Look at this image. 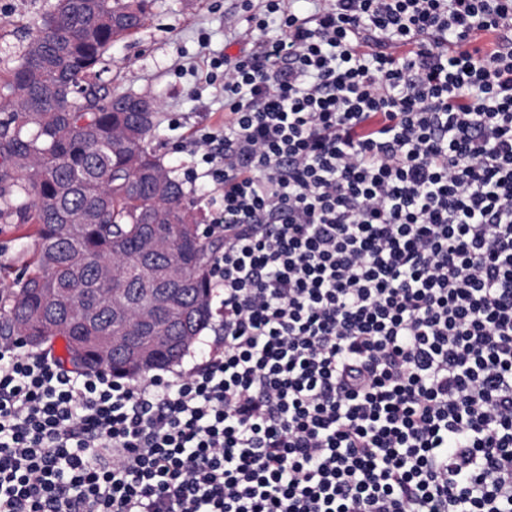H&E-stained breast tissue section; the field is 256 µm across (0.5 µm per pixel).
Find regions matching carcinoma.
I'll return each mask as SVG.
<instances>
[{"label": "carcinoma", "instance_id": "1", "mask_svg": "<svg viewBox=\"0 0 512 512\" xmlns=\"http://www.w3.org/2000/svg\"><path fill=\"white\" fill-rule=\"evenodd\" d=\"M148 0H57L35 24L16 65L0 76V224H29L35 250L26 273L0 291V339L57 326L73 336H110L139 325L131 294L140 265L174 268L185 306L170 311L173 345L156 363L179 361L211 317L210 258L221 239L198 232L184 182L150 148L156 112H133L130 96L97 81L114 44L144 24ZM57 302H45L47 289ZM74 368L119 372L104 345L65 339Z\"/></svg>", "mask_w": 512, "mask_h": 512}]
</instances>
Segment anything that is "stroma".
Instances as JSON below:
<instances>
[{
	"mask_svg": "<svg viewBox=\"0 0 512 512\" xmlns=\"http://www.w3.org/2000/svg\"><path fill=\"white\" fill-rule=\"evenodd\" d=\"M55 2L0 0V74L16 63L36 21ZM203 35L209 39L205 48L198 42ZM232 41L241 49L250 46L238 0H152L144 26L114 45L105 57L102 84L158 101L151 145L176 174H183L191 164L184 145L193 126L224 110L222 97L205 84L203 76L181 74L176 67L195 60L203 51H222ZM172 112L182 117L181 127L175 130L167 121ZM33 244L26 228L0 225V283H11L25 267Z\"/></svg>",
	"mask_w": 512,
	"mask_h": 512,
	"instance_id": "35a3bbf8",
	"label": "stroma"
}]
</instances>
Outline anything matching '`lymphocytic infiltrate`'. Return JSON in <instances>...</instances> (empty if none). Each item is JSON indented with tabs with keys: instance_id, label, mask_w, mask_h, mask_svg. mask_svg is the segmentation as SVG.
Listing matches in <instances>:
<instances>
[{
	"instance_id": "1",
	"label": "lymphocytic infiltrate",
	"mask_w": 512,
	"mask_h": 512,
	"mask_svg": "<svg viewBox=\"0 0 512 512\" xmlns=\"http://www.w3.org/2000/svg\"><path fill=\"white\" fill-rule=\"evenodd\" d=\"M252 0L218 325L144 381L0 343V512H512V0Z\"/></svg>"
}]
</instances>
